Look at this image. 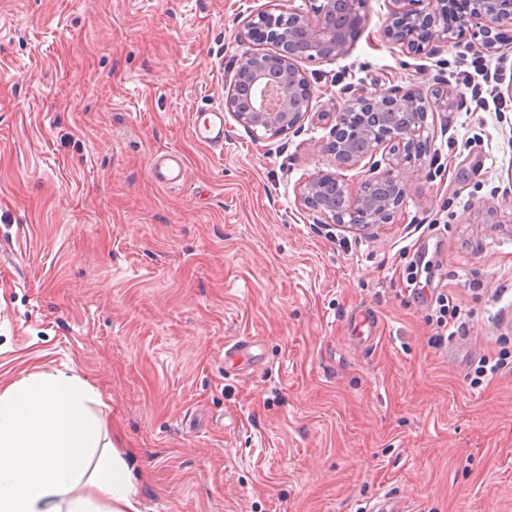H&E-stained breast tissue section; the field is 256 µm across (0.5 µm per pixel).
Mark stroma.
<instances>
[{"instance_id": "stroma-1", "label": "stroma", "mask_w": 512, "mask_h": 512, "mask_svg": "<svg viewBox=\"0 0 512 512\" xmlns=\"http://www.w3.org/2000/svg\"><path fill=\"white\" fill-rule=\"evenodd\" d=\"M278 0H0V391L75 369L138 477L140 512H512V376L472 378L512 327V28L412 57L365 0L342 58L305 63L313 116L270 137L223 108L250 16ZM484 60L493 103L461 98ZM443 90L402 208L371 234L299 199L349 86ZM178 152L183 181L155 182ZM497 223H489V212ZM425 264L424 297L407 283ZM467 315L437 346L439 295ZM379 320L370 350L353 310ZM257 341L261 358L224 349ZM191 129L194 138L212 151L224 152V113L218 108L204 109L193 114Z\"/></svg>"}]
</instances>
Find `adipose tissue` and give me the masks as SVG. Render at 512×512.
Masks as SVG:
<instances>
[{"instance_id":"ef3b65f1","label":"adipose tissue","mask_w":512,"mask_h":512,"mask_svg":"<svg viewBox=\"0 0 512 512\" xmlns=\"http://www.w3.org/2000/svg\"><path fill=\"white\" fill-rule=\"evenodd\" d=\"M99 395L75 370L34 374L0 392V512H140L136 476L105 427L91 417ZM102 447V471H89L90 451ZM83 486L85 498L68 500Z\"/></svg>"}]
</instances>
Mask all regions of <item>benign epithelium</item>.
Here are the masks:
<instances>
[{
    "label": "benign epithelium",
    "mask_w": 512,
    "mask_h": 512,
    "mask_svg": "<svg viewBox=\"0 0 512 512\" xmlns=\"http://www.w3.org/2000/svg\"><path fill=\"white\" fill-rule=\"evenodd\" d=\"M362 0H309L307 12L294 0H280L276 13L253 15L234 78L225 90V106L254 131L272 137L296 130L312 108V85L303 62H333L349 48L348 29L361 23ZM462 22L473 24L481 46L498 50V27L512 24V0H469ZM387 35L412 56L450 43L448 0H389ZM266 44L268 49L253 47ZM349 97L322 118L330 122V138L322 145L336 171H319L304 185L301 199L329 224L366 233L385 223L407 196V179L399 173L415 159L427 132L433 102L419 88L378 97L350 86ZM382 155L386 167L375 161ZM365 165L364 178L352 188L342 171Z\"/></svg>",
    "instance_id": "benign-epithelium-1"
}]
</instances>
